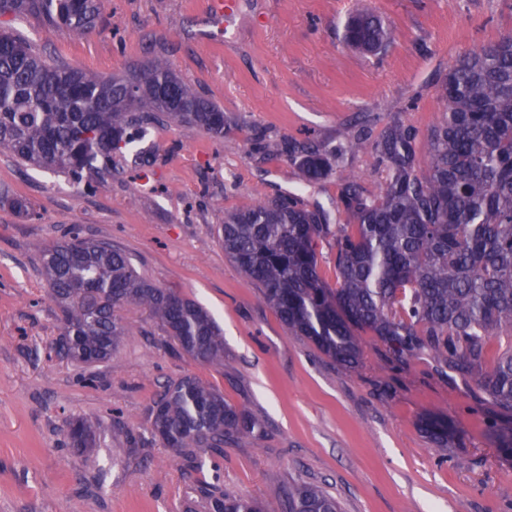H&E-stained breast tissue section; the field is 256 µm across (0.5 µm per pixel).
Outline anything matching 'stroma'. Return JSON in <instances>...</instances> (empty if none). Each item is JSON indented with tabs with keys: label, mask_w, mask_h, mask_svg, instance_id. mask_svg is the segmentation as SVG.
<instances>
[{
	"label": "stroma",
	"mask_w": 512,
	"mask_h": 512,
	"mask_svg": "<svg viewBox=\"0 0 512 512\" xmlns=\"http://www.w3.org/2000/svg\"><path fill=\"white\" fill-rule=\"evenodd\" d=\"M361 7L391 30L374 54L343 39ZM12 27L44 56L101 75L165 59L226 123L220 138L153 127L150 192L122 160L90 189L0 153V186L27 205L0 203V512H183L213 483L286 512L272 490L294 480L325 489L343 512H512V459L486 434L493 406L429 357L391 369L375 337L347 367L290 335L216 234L225 214L288 193L344 223L336 176L304 185L284 146L371 141L397 120L426 129L447 109L438 90L455 59L512 33V0H240L228 22L209 0H103L79 36L31 17ZM76 228L206 308L224 333L223 365L196 361L134 306L121 311L127 331L111 363L60 357L61 314L39 253ZM185 376L262 421L263 436L190 458L165 447L149 417ZM428 414L454 421L459 447L426 437L418 420ZM78 417L99 422L91 450L70 446Z\"/></svg>",
	"instance_id": "obj_1"
}]
</instances>
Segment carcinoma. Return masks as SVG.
Instances as JSON below:
<instances>
[{"label": "carcinoma", "instance_id": "1", "mask_svg": "<svg viewBox=\"0 0 512 512\" xmlns=\"http://www.w3.org/2000/svg\"><path fill=\"white\" fill-rule=\"evenodd\" d=\"M101 0H0V152L73 182L112 175L116 158L168 121L224 135V111L161 60L129 77L85 72L37 54L5 18L33 16L80 35L95 26ZM388 38L380 20L354 11L349 47L374 51ZM447 111L426 131L403 122L372 144L384 174L378 192L338 173L336 203L347 223L333 226L296 194L224 216L217 234L224 254L258 284L288 333L312 341L343 364L358 362L363 334L385 345L398 367L422 355L436 369L475 386L498 415L488 433L512 453V35L476 47L448 68L441 85ZM306 184L339 167V158L300 146ZM336 241V287L318 271L317 243ZM50 297L68 343L59 353L87 365L112 360L125 335L119 310L135 305L158 319L194 359L224 362V336L198 302L140 276L131 258L105 239L74 233L41 250ZM421 426L439 448L456 429L432 416ZM96 422L70 426L74 446L92 447ZM151 434L179 452L219 449L263 433L251 414L224 394L185 376L156 403ZM205 512H262L260 502L215 487ZM288 512H341L322 489L288 486Z\"/></svg>", "mask_w": 512, "mask_h": 512}]
</instances>
